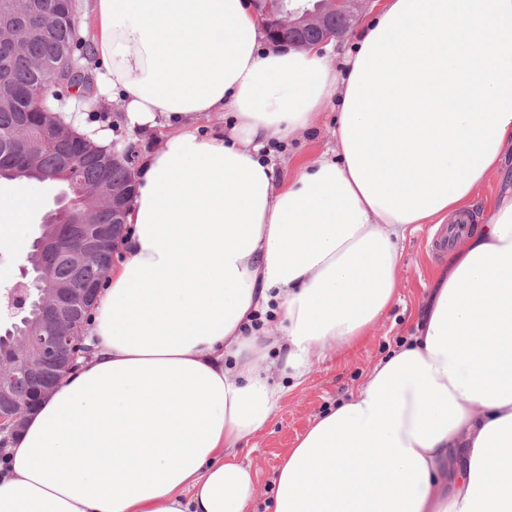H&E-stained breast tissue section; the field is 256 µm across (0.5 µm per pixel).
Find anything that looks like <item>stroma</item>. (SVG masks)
Listing matches in <instances>:
<instances>
[{
  "label": "stroma",
  "instance_id": "1",
  "mask_svg": "<svg viewBox=\"0 0 512 512\" xmlns=\"http://www.w3.org/2000/svg\"><path fill=\"white\" fill-rule=\"evenodd\" d=\"M323 110L322 121L313 133L301 136L286 149L275 150L278 179H287L297 164L312 161L333 147L336 105L328 103ZM19 190L37 195L40 206L32 212L27 223L0 227L1 331L12 324L5 309L7 290L20 280V268L25 264L23 253L17 250L16 245L20 242L31 243L39 236L45 215L56 209L58 199L67 193L68 188L57 182L0 180V198L9 197ZM433 232V225L423 224L408 235L403 244L398 298L368 336L314 365L302 382L274 374V381L282 382L286 389L283 401L252 445L243 448L239 455L240 460L251 464L256 473L258 512H265L272 495L275 473L311 420L347 398L378 361L413 332L420 305L432 286V278L445 261L444 255L432 258L426 252V238Z\"/></svg>",
  "mask_w": 512,
  "mask_h": 512
}]
</instances>
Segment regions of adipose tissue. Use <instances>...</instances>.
I'll list each match as a JSON object with an SVG mask.
<instances>
[{"instance_id": "ef3b65f1", "label": "adipose tissue", "mask_w": 512, "mask_h": 512, "mask_svg": "<svg viewBox=\"0 0 512 512\" xmlns=\"http://www.w3.org/2000/svg\"><path fill=\"white\" fill-rule=\"evenodd\" d=\"M85 35L101 95L166 136L136 171L92 353L28 416L0 512H248L239 452L284 397L270 352L300 381L365 336L414 225L503 167L512 0H383L339 69L322 47L263 50L251 0H93ZM331 101L335 149L278 181L265 147ZM274 512H512V193L449 248L415 333L289 449Z\"/></svg>"}]
</instances>
